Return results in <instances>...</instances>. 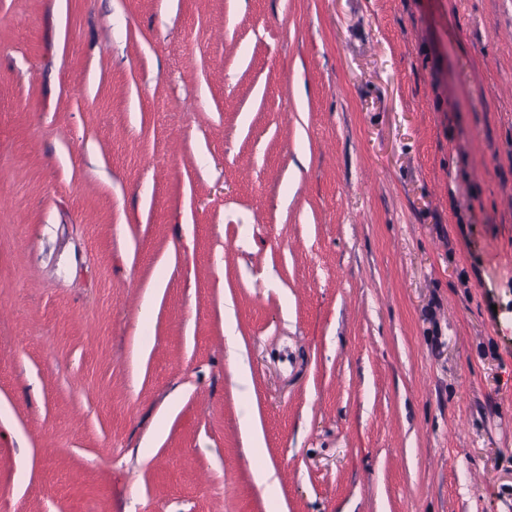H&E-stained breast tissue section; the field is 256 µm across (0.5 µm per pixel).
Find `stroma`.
Here are the masks:
<instances>
[{
    "label": "stroma",
    "mask_w": 512,
    "mask_h": 512,
    "mask_svg": "<svg viewBox=\"0 0 512 512\" xmlns=\"http://www.w3.org/2000/svg\"><path fill=\"white\" fill-rule=\"evenodd\" d=\"M0 512H512V0H0Z\"/></svg>",
    "instance_id": "35a3bbf8"
}]
</instances>
